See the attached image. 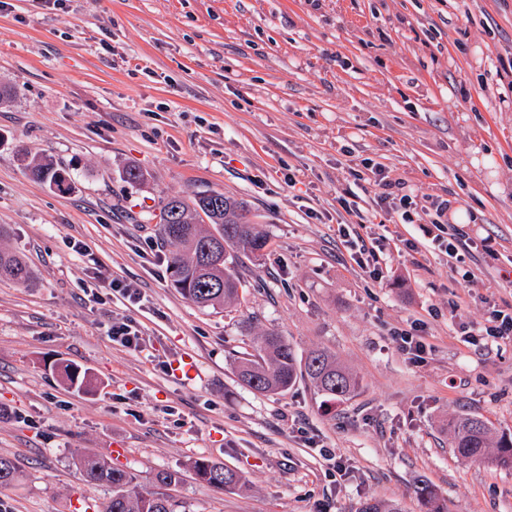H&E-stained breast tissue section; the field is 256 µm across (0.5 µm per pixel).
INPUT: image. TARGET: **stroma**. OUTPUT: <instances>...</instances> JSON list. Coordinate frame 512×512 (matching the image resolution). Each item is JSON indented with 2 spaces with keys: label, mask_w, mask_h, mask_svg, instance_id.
<instances>
[{
  "label": "stroma",
  "mask_w": 512,
  "mask_h": 512,
  "mask_svg": "<svg viewBox=\"0 0 512 512\" xmlns=\"http://www.w3.org/2000/svg\"><path fill=\"white\" fill-rule=\"evenodd\" d=\"M509 58L512 0H0V246L34 272L0 278V456L18 468L0 501L101 512L107 491L78 465L91 453L179 472L186 512H418L423 481L448 512H512V469L459 458L445 426L471 414L512 434V339L479 334L512 309ZM43 157L69 191L29 176ZM365 159L465 213L447 223L472 245L463 261L421 211L388 221L381 279L358 266L337 227L375 229L376 189L350 174ZM210 192L246 201L268 237L236 266L229 312L171 286L159 239L168 196ZM127 317L143 348L113 343ZM264 330L301 357L335 352L357 395L241 386L235 362ZM60 362L91 386L63 383ZM199 458L244 486L201 484ZM397 343L400 350L408 356V359L414 363L423 359L426 351V345L423 341L418 340L415 334L405 332L397 335Z\"/></svg>",
  "instance_id": "obj_1"
}]
</instances>
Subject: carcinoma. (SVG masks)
<instances>
[{"label": "carcinoma", "instance_id": "cac0c4a2", "mask_svg": "<svg viewBox=\"0 0 512 512\" xmlns=\"http://www.w3.org/2000/svg\"><path fill=\"white\" fill-rule=\"evenodd\" d=\"M29 171L35 179L47 181L60 191L69 190L66 178L49 159L31 163ZM248 214L246 202L221 193L164 200L160 233L169 250L171 284L185 299L203 309L231 306L240 300L239 290L244 285L235 272L238 256L259 253L268 244L264 231L251 223ZM2 274L24 287L34 278L20 256L0 251ZM256 343V355L243 357L236 364L238 381L245 387L275 394L288 390L303 377L327 403L349 399L359 390L357 376L326 348L309 351L300 364L288 340L274 330L256 337ZM57 370L72 385L89 384L87 374L72 364L59 363ZM448 432L450 447L459 457L474 464L490 462L512 469V434L503 433L493 442L489 422L471 415L448 420ZM80 466L87 481L109 490L102 512H183L182 503L168 493L181 481L176 471L162 469L154 473L149 480L153 490L145 492L139 475L115 468L103 458L83 456ZM193 472L201 483L215 490L243 484L239 473L204 458L194 461ZM16 475V465L0 457V489L12 485ZM416 498L421 512H448L445 499L426 482L417 486ZM359 512L400 510L393 502L371 499L363 503Z\"/></svg>", "mask_w": 512, "mask_h": 512}]
</instances>
